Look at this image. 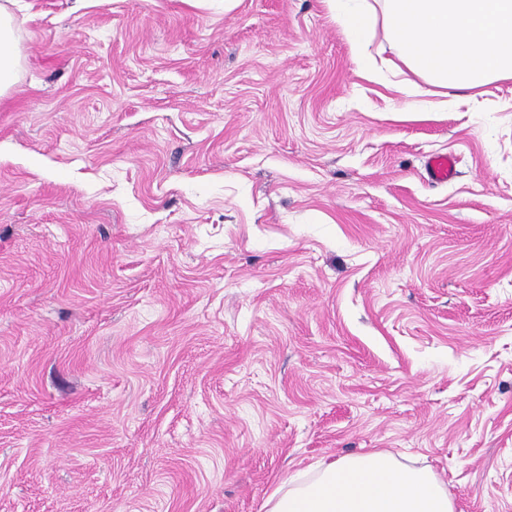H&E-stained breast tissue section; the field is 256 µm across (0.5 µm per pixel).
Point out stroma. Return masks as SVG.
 Wrapping results in <instances>:
<instances>
[{"mask_svg": "<svg viewBox=\"0 0 512 512\" xmlns=\"http://www.w3.org/2000/svg\"><path fill=\"white\" fill-rule=\"evenodd\" d=\"M7 8L0 512H265L375 448L512 512V80L412 111L326 0ZM13 20L5 6H0V96L4 95L17 78L18 58L15 52ZM456 159L449 154L432 155L426 164L430 179L435 183H447L455 173Z\"/></svg>", "mask_w": 512, "mask_h": 512, "instance_id": "35a3bbf8", "label": "stroma"}]
</instances>
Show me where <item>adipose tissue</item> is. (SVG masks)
<instances>
[{"mask_svg":"<svg viewBox=\"0 0 512 512\" xmlns=\"http://www.w3.org/2000/svg\"><path fill=\"white\" fill-rule=\"evenodd\" d=\"M354 61L375 74L367 47L376 32L396 58L429 84L471 90L512 79V0H327ZM13 20L0 6V96L16 82ZM266 512H454L428 468L371 451L321 461L282 482Z\"/></svg>","mask_w":512,"mask_h":512,"instance_id":"adipose-tissue-1","label":"adipose tissue"}]
</instances>
